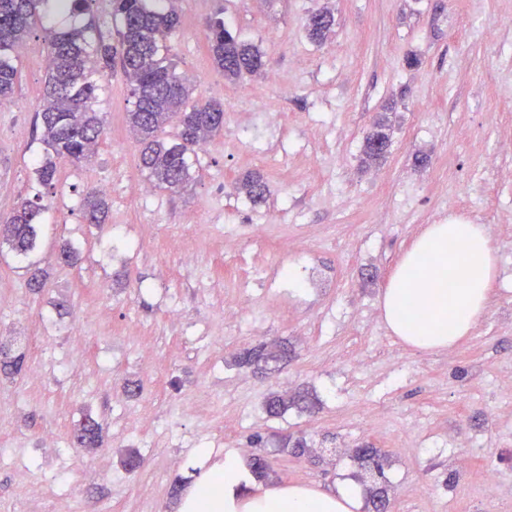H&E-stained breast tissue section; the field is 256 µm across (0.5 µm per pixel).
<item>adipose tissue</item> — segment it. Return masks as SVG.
Masks as SVG:
<instances>
[{
  "label": "adipose tissue",
  "mask_w": 512,
  "mask_h": 512,
  "mask_svg": "<svg viewBox=\"0 0 512 512\" xmlns=\"http://www.w3.org/2000/svg\"><path fill=\"white\" fill-rule=\"evenodd\" d=\"M499 276V258L481 224H431L396 265L381 297L384 321L406 344L453 347L484 318ZM456 289H449V280ZM354 487L256 486L236 453L188 489L179 512H359Z\"/></svg>",
  "instance_id": "1"
}]
</instances>
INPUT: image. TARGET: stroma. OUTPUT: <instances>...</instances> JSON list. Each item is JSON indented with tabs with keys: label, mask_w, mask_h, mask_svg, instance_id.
<instances>
[{
	"label": "stroma",
	"mask_w": 512,
	"mask_h": 512,
	"mask_svg": "<svg viewBox=\"0 0 512 512\" xmlns=\"http://www.w3.org/2000/svg\"><path fill=\"white\" fill-rule=\"evenodd\" d=\"M181 27L174 59L193 78V96L221 102L223 131L198 149L197 182L172 193H131L141 181L139 147L127 124L130 87L120 68L101 80L104 136L92 162L63 163L45 197L41 246L19 261L0 248V328L34 330L37 347L18 375L0 373V512H48L20 484L40 481L71 498L78 512H175L173 487L188 489L225 453L249 458L253 435L268 463L266 484L327 488L357 467L353 448L370 444L391 461L392 512H512V478L497 501L476 492L488 458L512 459V414L488 423L502 397L496 369L512 361V0H176ZM335 15L331 38L310 42L307 16ZM226 24L264 54L256 75L229 80L215 69L206 17ZM44 11L18 60L15 92L0 109V217L29 195L32 162L42 152L33 122L46 71L43 28L68 25ZM416 65H408V57ZM394 129L381 163H359L366 132L379 116ZM259 173L269 189L256 206L235 184ZM107 180L106 224L84 223L87 186ZM460 219L505 227L495 240L502 273L487 315L454 348L422 350L403 341L380 351L387 334L380 298L414 238L430 224ZM237 228L241 256L254 273L237 319L224 299L236 282L217 246ZM128 248L107 251L113 238ZM284 237L316 255L326 288L286 307L292 259ZM81 245L71 266L62 241ZM42 271L46 286L25 283ZM180 308L182 319L167 313ZM287 341L292 358L266 376L236 365L243 349ZM364 359L362 369L352 360ZM142 383L130 395L125 383ZM308 389L318 403L281 418L262 402L272 392ZM199 398L237 419L232 433L182 415ZM155 420L128 431L126 417ZM407 433L384 438L378 412ZM101 425L97 448L72 446L85 416ZM57 449L43 445L47 433ZM478 436L484 455L458 483L446 447ZM306 437L310 452L290 455L282 437ZM209 449L202 459L201 449ZM142 458L126 471L129 450ZM422 497L412 496V489Z\"/></svg>",
	"instance_id": "35a3bbf8"
}]
</instances>
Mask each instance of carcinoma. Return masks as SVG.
<instances>
[{
	"label": "carcinoma",
	"mask_w": 512,
	"mask_h": 512,
	"mask_svg": "<svg viewBox=\"0 0 512 512\" xmlns=\"http://www.w3.org/2000/svg\"><path fill=\"white\" fill-rule=\"evenodd\" d=\"M50 0H0V100L9 99L17 80V52L30 34L40 7ZM58 8L72 19L63 29H43L49 66L45 79L43 106L37 113L35 139L43 153L34 160L32 196L22 200L5 219H0V244L28 259L39 248V230L47 210L44 195L57 183V161L75 167L87 163L103 137V123L97 102L100 77L119 62L134 98L127 112L128 125L141 145L140 168L156 188L179 191L199 177L195 148L224 129V107L214 101L192 98L189 78L177 68L171 38L179 27L172 0H111L112 27L116 41L102 36L93 23L77 19L92 12L96 0H57ZM320 21L305 24L306 37L320 43L335 25L326 8L317 10ZM208 47L215 67L228 79L257 73L264 66L263 53L240 38L215 15L206 20ZM176 129L168 138V128ZM392 146L390 126L376 122L364 137L361 161L365 165L385 157ZM252 204L265 201L266 185L259 175L244 177L236 187ZM85 223L104 224L109 204L103 193L89 187L82 199ZM288 358L281 343L243 351L239 366H252L267 373L280 370ZM315 406L309 392L288 398L272 393L263 401L270 417H281L292 408L300 411ZM100 425L87 417L74 434L73 443L83 448L99 447ZM361 467L385 476L386 457L369 446L354 455Z\"/></svg>",
	"instance_id": "1"
}]
</instances>
